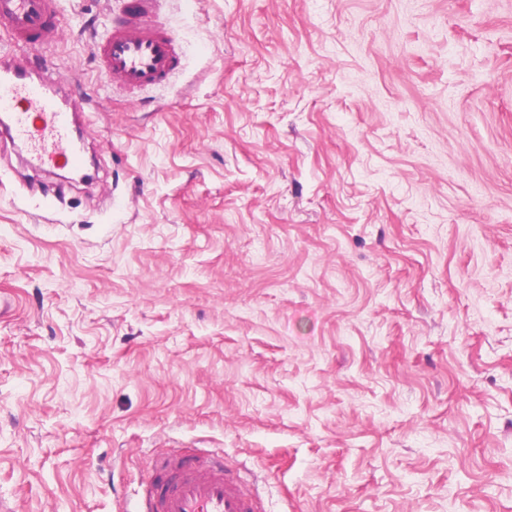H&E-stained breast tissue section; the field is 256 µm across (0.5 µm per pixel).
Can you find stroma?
Instances as JSON below:
<instances>
[{
	"label": "stroma",
	"mask_w": 512,
	"mask_h": 512,
	"mask_svg": "<svg viewBox=\"0 0 512 512\" xmlns=\"http://www.w3.org/2000/svg\"><path fill=\"white\" fill-rule=\"evenodd\" d=\"M60 6L94 167L0 140V512L210 451L266 512H512V0H162L135 95Z\"/></svg>",
	"instance_id": "35a3bbf8"
}]
</instances>
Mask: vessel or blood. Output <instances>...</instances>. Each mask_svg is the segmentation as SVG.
Segmentation results:
<instances>
[{"instance_id": "1", "label": "vessel or blood", "mask_w": 512, "mask_h": 512, "mask_svg": "<svg viewBox=\"0 0 512 512\" xmlns=\"http://www.w3.org/2000/svg\"><path fill=\"white\" fill-rule=\"evenodd\" d=\"M160 0H127L119 20L92 50L105 74L135 94L169 82L179 63L176 39L156 18ZM59 0H0V23L9 34L0 47V132L25 145L33 161L48 167H83L76 149L77 118L84 104L62 96L18 54L54 42L61 28ZM159 460L136 512H261L260 500L225 471L224 458L185 457L175 477Z\"/></svg>"}]
</instances>
